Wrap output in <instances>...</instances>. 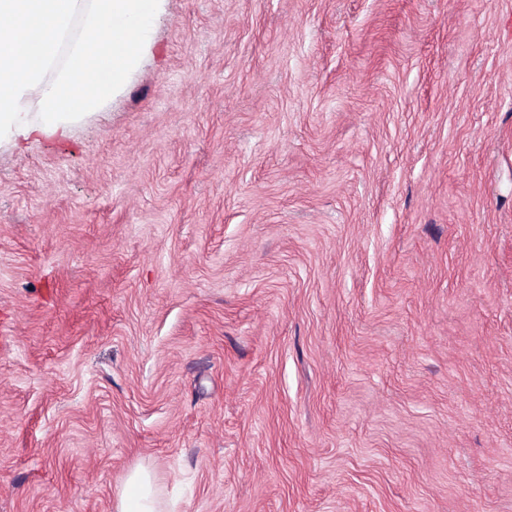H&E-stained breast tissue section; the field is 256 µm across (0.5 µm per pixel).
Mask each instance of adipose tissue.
Wrapping results in <instances>:
<instances>
[{
    "label": "adipose tissue",
    "mask_w": 512,
    "mask_h": 512,
    "mask_svg": "<svg viewBox=\"0 0 512 512\" xmlns=\"http://www.w3.org/2000/svg\"><path fill=\"white\" fill-rule=\"evenodd\" d=\"M165 0H0V142L66 137L102 110L150 46ZM38 121H31V113ZM114 512H163L148 469L125 480Z\"/></svg>",
    "instance_id": "ef3b65f1"
}]
</instances>
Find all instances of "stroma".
<instances>
[{
  "mask_svg": "<svg viewBox=\"0 0 512 512\" xmlns=\"http://www.w3.org/2000/svg\"><path fill=\"white\" fill-rule=\"evenodd\" d=\"M0 147V512H512V0H167ZM115 512H163L162 501L148 469L139 468L125 480Z\"/></svg>",
  "mask_w": 512,
  "mask_h": 512,
  "instance_id": "35a3bbf8",
  "label": "stroma"
}]
</instances>
